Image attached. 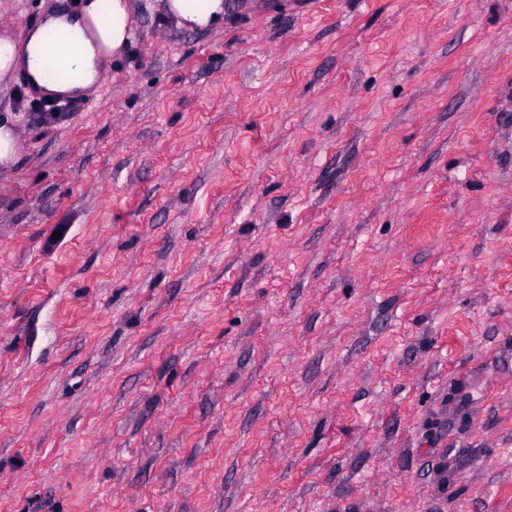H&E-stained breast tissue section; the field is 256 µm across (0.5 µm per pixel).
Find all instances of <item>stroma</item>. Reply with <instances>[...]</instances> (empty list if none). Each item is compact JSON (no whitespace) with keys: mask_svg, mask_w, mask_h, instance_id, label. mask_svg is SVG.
Returning a JSON list of instances; mask_svg holds the SVG:
<instances>
[{"mask_svg":"<svg viewBox=\"0 0 512 512\" xmlns=\"http://www.w3.org/2000/svg\"><path fill=\"white\" fill-rule=\"evenodd\" d=\"M164 2L0 92V512H512V0ZM169 19L190 30L224 25V0H167ZM16 155V135L11 123L0 125V165L7 168L12 165Z\"/></svg>","mask_w":512,"mask_h":512,"instance_id":"1","label":"stroma"}]
</instances>
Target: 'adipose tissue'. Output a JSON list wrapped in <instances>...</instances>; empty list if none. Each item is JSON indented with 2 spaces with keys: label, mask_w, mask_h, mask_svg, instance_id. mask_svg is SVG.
<instances>
[{
  "label": "adipose tissue",
  "mask_w": 512,
  "mask_h": 512,
  "mask_svg": "<svg viewBox=\"0 0 512 512\" xmlns=\"http://www.w3.org/2000/svg\"><path fill=\"white\" fill-rule=\"evenodd\" d=\"M170 20L190 30L224 24V0H167ZM68 36L64 72L51 67L57 52L47 41L52 31ZM134 35L128 0H82L78 11H52L24 43L0 37V80L22 72L49 97H84L99 88L109 60L125 53Z\"/></svg>",
  "instance_id": "obj_1"
}]
</instances>
